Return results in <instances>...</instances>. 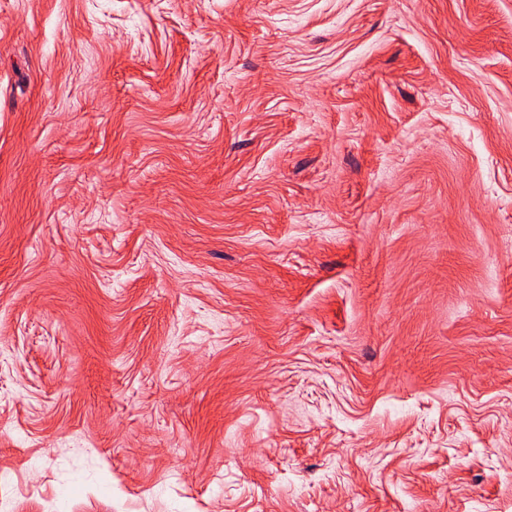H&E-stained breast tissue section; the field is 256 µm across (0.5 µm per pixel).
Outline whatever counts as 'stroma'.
<instances>
[{
	"label": "stroma",
	"mask_w": 512,
	"mask_h": 512,
	"mask_svg": "<svg viewBox=\"0 0 512 512\" xmlns=\"http://www.w3.org/2000/svg\"><path fill=\"white\" fill-rule=\"evenodd\" d=\"M0 512H512V0H0Z\"/></svg>",
	"instance_id": "obj_1"
}]
</instances>
